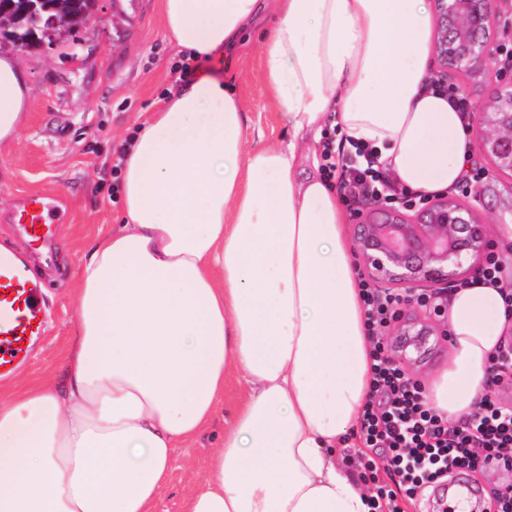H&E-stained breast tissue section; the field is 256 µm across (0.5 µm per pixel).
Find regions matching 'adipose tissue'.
<instances>
[{"label": "adipose tissue", "instance_id": "ef3b65f1", "mask_svg": "<svg viewBox=\"0 0 512 512\" xmlns=\"http://www.w3.org/2000/svg\"><path fill=\"white\" fill-rule=\"evenodd\" d=\"M170 42L224 57L167 96L120 173L122 221L96 235L72 289L59 372L0 395V512H154L175 448L241 394L182 512H370L336 459L370 391V344L347 220L305 171L325 128L371 148L417 195L456 187L472 143L435 91L428 0H160ZM256 23L264 80L288 130L247 139L231 85ZM33 108L0 56V146ZM503 285L450 294V352L428 395L472 412L508 320Z\"/></svg>", "mask_w": 512, "mask_h": 512}]
</instances>
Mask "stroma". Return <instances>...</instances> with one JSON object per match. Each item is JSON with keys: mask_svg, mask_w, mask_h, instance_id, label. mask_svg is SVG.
Returning <instances> with one entry per match:
<instances>
[{"mask_svg": "<svg viewBox=\"0 0 512 512\" xmlns=\"http://www.w3.org/2000/svg\"><path fill=\"white\" fill-rule=\"evenodd\" d=\"M99 23L81 25L12 54L27 73L33 109L18 142L0 148V245L29 255L32 265L52 278L49 332L24 371L30 375L59 369L65 339L75 318L70 288L79 273L84 245L98 231L120 221V200L112 193V155L137 123L155 111L170 91L181 87L186 57L164 31L159 0H95ZM235 88L249 116L250 135L264 143L287 140L262 76L258 50L238 61ZM486 168V235L512 280V245L503 244L499 225L512 224V179L490 174L488 157L475 152ZM45 195L58 201L60 226L53 253H30L14 236L12 217L24 200ZM229 383L224 406L213 425L192 445L175 449L173 469L155 512H181L196 485L204 459L224 431L238 400Z\"/></svg>", "mask_w": 512, "mask_h": 512, "instance_id": "1", "label": "stroma"}]
</instances>
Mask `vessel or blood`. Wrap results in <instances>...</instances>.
Masks as SVG:
<instances>
[{"label": "vessel or blood", "mask_w": 512, "mask_h": 512, "mask_svg": "<svg viewBox=\"0 0 512 512\" xmlns=\"http://www.w3.org/2000/svg\"><path fill=\"white\" fill-rule=\"evenodd\" d=\"M17 236L31 247L51 250L56 226L44 196L28 197L14 221ZM44 281L29 266L0 250V379L12 377L32 357L36 344L47 334L48 307Z\"/></svg>", "instance_id": "vessel-or-blood-1"}]
</instances>
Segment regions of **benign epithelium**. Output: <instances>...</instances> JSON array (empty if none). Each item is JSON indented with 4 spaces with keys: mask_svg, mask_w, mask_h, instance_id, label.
I'll list each match as a JSON object with an SVG mask.
<instances>
[{
    "mask_svg": "<svg viewBox=\"0 0 512 512\" xmlns=\"http://www.w3.org/2000/svg\"><path fill=\"white\" fill-rule=\"evenodd\" d=\"M434 51L442 76H453L461 90L475 73L495 79L494 95L475 105L474 135L479 149L489 157L493 172L512 178V81L497 69L506 53L505 28L500 19L512 17V0H434ZM484 187L464 202L439 197L414 216L376 204L372 214L355 224L361 275L375 288L405 290V307L430 301L428 310L447 314V307L433 302L441 287L461 274L465 261L484 258L490 244L479 207ZM394 331L410 340L388 352L391 362L407 358V348L424 346L436 329L426 323L405 321L396 315Z\"/></svg>",
    "mask_w": 512,
    "mask_h": 512,
    "instance_id": "obj_1",
    "label": "benign epithelium"
}]
</instances>
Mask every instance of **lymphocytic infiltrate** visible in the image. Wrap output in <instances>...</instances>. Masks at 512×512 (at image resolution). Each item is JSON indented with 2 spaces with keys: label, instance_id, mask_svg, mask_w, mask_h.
Returning <instances> with one entry per match:
<instances>
[{
  "label": "lymphocytic infiltrate",
  "instance_id": "obj_1",
  "mask_svg": "<svg viewBox=\"0 0 512 512\" xmlns=\"http://www.w3.org/2000/svg\"><path fill=\"white\" fill-rule=\"evenodd\" d=\"M323 175L338 180L351 202L377 194L387 201L412 205L404 189H387L388 175L373 153L361 163H337L333 142L322 152ZM365 325L372 343L373 386L360 416L364 469L373 458L382 461V476L373 478V512H404L403 501L414 498L424 485L434 484L455 471L486 468L488 461L512 469V411L504 410L495 392L504 378L501 365L512 359V349L499 344L492 357L489 387L477 408L458 423H450L430 407L420 383L405 379L386 357L384 337L406 296L396 288L363 286Z\"/></svg>",
  "mask_w": 512,
  "mask_h": 512
}]
</instances>
